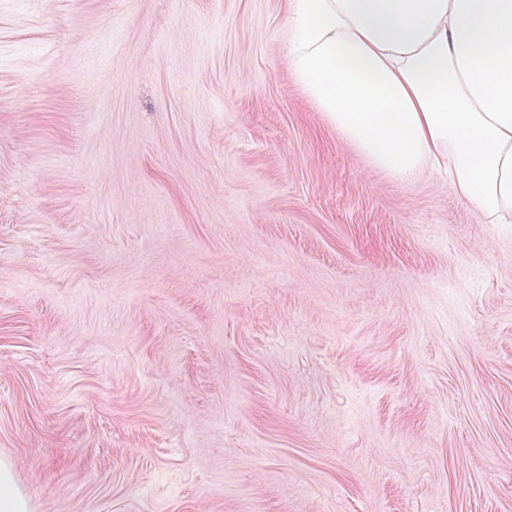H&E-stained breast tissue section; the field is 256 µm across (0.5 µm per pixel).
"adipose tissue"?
I'll list each match as a JSON object with an SVG mask.
<instances>
[{"mask_svg":"<svg viewBox=\"0 0 512 512\" xmlns=\"http://www.w3.org/2000/svg\"><path fill=\"white\" fill-rule=\"evenodd\" d=\"M293 75L373 164L512 222V0H291Z\"/></svg>","mask_w":512,"mask_h":512,"instance_id":"1","label":"adipose tissue"}]
</instances>
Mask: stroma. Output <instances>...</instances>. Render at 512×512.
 <instances>
[{
    "label": "stroma",
    "mask_w": 512,
    "mask_h": 512,
    "mask_svg": "<svg viewBox=\"0 0 512 512\" xmlns=\"http://www.w3.org/2000/svg\"><path fill=\"white\" fill-rule=\"evenodd\" d=\"M290 0H0V459L30 512H512V224L374 169Z\"/></svg>",
    "instance_id": "35a3bbf8"
}]
</instances>
